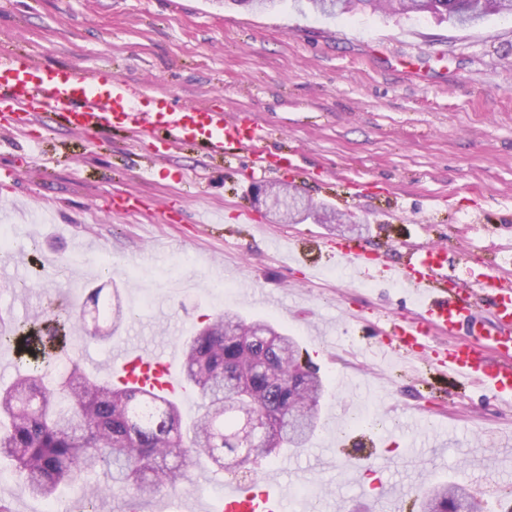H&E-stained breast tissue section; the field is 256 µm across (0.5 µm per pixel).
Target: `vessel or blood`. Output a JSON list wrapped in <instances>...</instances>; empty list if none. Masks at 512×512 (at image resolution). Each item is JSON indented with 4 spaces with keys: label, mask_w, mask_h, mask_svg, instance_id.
Returning <instances> with one entry per match:
<instances>
[{
    "label": "vessel or blood",
    "mask_w": 512,
    "mask_h": 512,
    "mask_svg": "<svg viewBox=\"0 0 512 512\" xmlns=\"http://www.w3.org/2000/svg\"><path fill=\"white\" fill-rule=\"evenodd\" d=\"M140 96V87L119 76L106 78L100 68L78 73L64 67L47 75L34 58L0 56V112L8 116L0 123L1 130L23 131L46 114L71 132L104 133L122 127L138 138L159 140L149 156L153 162L191 145L212 157L247 152L252 172L261 176L308 174L301 155L282 152L272 133L257 122H242L214 108L178 107L161 93L155 96L156 110L145 112L139 107ZM336 256L352 274L371 267L377 277L416 294L420 307L414 317L398 315L384 322L387 349L406 357L421 352L432 333L466 332V340L454 346H437L431 360L436 374L449 375L460 388L476 381L494 397L512 399L511 277L491 273L477 286L460 287L449 276L437 247H406L395 262L345 240L337 244ZM488 349L498 355V362L487 360ZM112 373L121 383L171 398L185 392L182 377L163 349L116 348ZM209 512H287V499L284 489L268 480L228 484Z\"/></svg>",
    "instance_id": "b4317fda"
}]
</instances>
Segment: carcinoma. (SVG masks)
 Listing matches in <instances>:
<instances>
[{"instance_id": "carcinoma-1", "label": "carcinoma", "mask_w": 512, "mask_h": 512, "mask_svg": "<svg viewBox=\"0 0 512 512\" xmlns=\"http://www.w3.org/2000/svg\"><path fill=\"white\" fill-rule=\"evenodd\" d=\"M344 1L365 13L419 10L455 27L512 17V0H294V7L337 19L336 6ZM101 292L90 297L92 308L72 315L0 316V348L14 345L31 357L12 384L0 387V462L15 467L31 496L51 503L60 488L78 487L83 512H94L98 489L87 476L97 468L106 471L113 492L138 501L180 489L202 456L233 472L309 443L324 380L310 361L300 360L293 338L265 320L224 311L186 340L184 374L202 400V413L188 427L179 405L160 393L93 381L73 359L57 368L74 327L106 340L130 319L118 292L103 301ZM101 320L110 322L111 332H90ZM250 412L268 421L275 447L241 439ZM420 512L481 510L466 485L437 482L423 491Z\"/></svg>"}]
</instances>
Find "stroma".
Wrapping results in <instances>:
<instances>
[{"label": "stroma", "instance_id": "35a3bbf8", "mask_svg": "<svg viewBox=\"0 0 512 512\" xmlns=\"http://www.w3.org/2000/svg\"><path fill=\"white\" fill-rule=\"evenodd\" d=\"M34 55L43 69L107 67L166 91L177 104L210 105L278 131L315 174H281L316 205L360 224L377 250L405 244L445 250L448 272L474 285L489 260L512 272V20L454 29L431 18L302 16L288 0L271 12L220 0H0V52ZM43 143L0 134V226L16 233L22 269L0 278V315H46L53 289L119 292L135 317L111 342L72 330L69 357L108 380L113 346L182 342L214 314L265 318L293 336L325 379L321 425L307 448L262 463L260 474L321 496L328 512H369L384 485L421 490L467 482L481 499L504 500L512 461L498 440L512 406L480 386L449 387L373 352L377 318L412 316L407 289L373 270L351 278L336 259L335 225L318 216L268 222L253 203L260 179L239 154L211 159L195 147L147 164L149 143L127 130L74 134L43 119ZM139 208L108 213L116 193ZM249 210L270 234L288 235L302 258L283 265L236 218ZM93 235L100 249L70 250ZM41 277L25 292L15 283ZM367 405L397 418L376 432L355 426ZM248 483L203 463L190 482L142 503H206L225 482Z\"/></svg>", "mask_w": 512, "mask_h": 512}]
</instances>
